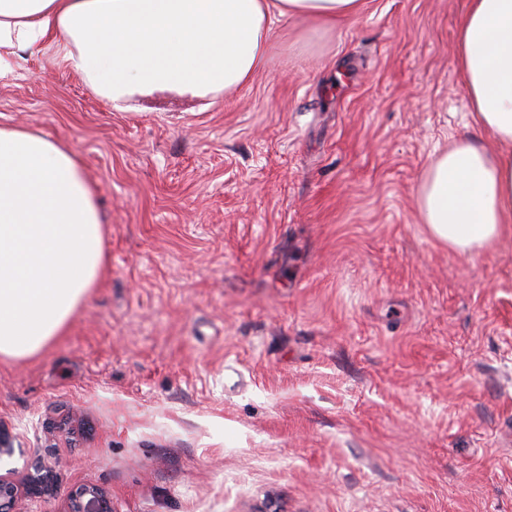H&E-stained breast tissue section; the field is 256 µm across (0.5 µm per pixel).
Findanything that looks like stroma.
Listing matches in <instances>:
<instances>
[{
	"instance_id": "stroma-1",
	"label": "stroma",
	"mask_w": 512,
	"mask_h": 512,
	"mask_svg": "<svg viewBox=\"0 0 512 512\" xmlns=\"http://www.w3.org/2000/svg\"><path fill=\"white\" fill-rule=\"evenodd\" d=\"M466 0L290 21L267 71L112 108L51 53L0 78V123L72 148L109 269L66 336L0 362V428L64 512H512V234L421 224L433 157L474 138ZM67 512H113L112 499L101 487L79 486L68 494Z\"/></svg>"
}]
</instances>
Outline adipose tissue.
I'll use <instances>...</instances> for the list:
<instances>
[{
    "instance_id": "1",
    "label": "adipose tissue",
    "mask_w": 512,
    "mask_h": 512,
    "mask_svg": "<svg viewBox=\"0 0 512 512\" xmlns=\"http://www.w3.org/2000/svg\"><path fill=\"white\" fill-rule=\"evenodd\" d=\"M362 9L363 0H0V78L52 49L118 109L138 96L241 89L267 69L281 20L332 28ZM456 63L483 138L432 159L418 209L449 250L478 253L512 230V0H468ZM107 266L74 152L0 125V361L36 357L62 336Z\"/></svg>"
}]
</instances>
